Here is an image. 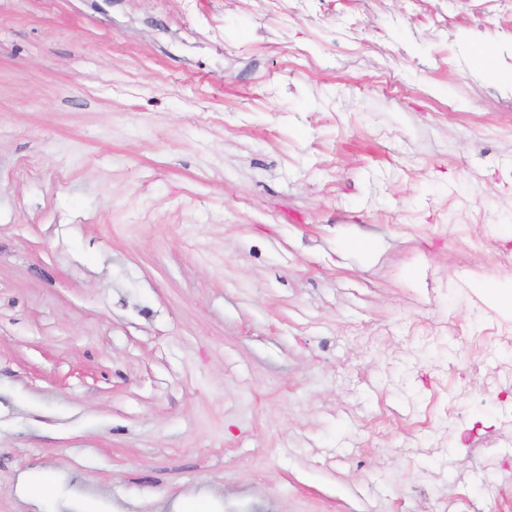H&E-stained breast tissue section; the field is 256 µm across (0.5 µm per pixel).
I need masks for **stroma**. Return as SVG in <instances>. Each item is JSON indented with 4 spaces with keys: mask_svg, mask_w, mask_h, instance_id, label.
<instances>
[{
    "mask_svg": "<svg viewBox=\"0 0 512 512\" xmlns=\"http://www.w3.org/2000/svg\"><path fill=\"white\" fill-rule=\"evenodd\" d=\"M511 167L498 0H0V512H512ZM416 336L431 340L436 336H444L442 333H448V336H471L468 354V370L472 380L483 388L508 386L512 388V364H503L497 373L489 376L484 371L483 356L487 352L501 343L512 344V320L505 321L490 317L485 320L482 329L477 333H471L468 326L449 319L441 329L433 326L421 325L415 326Z\"/></svg>",
    "mask_w": 512,
    "mask_h": 512,
    "instance_id": "35a3bbf8",
    "label": "stroma"
}]
</instances>
